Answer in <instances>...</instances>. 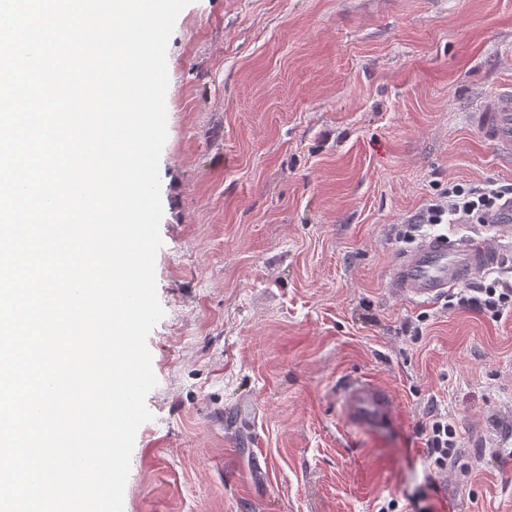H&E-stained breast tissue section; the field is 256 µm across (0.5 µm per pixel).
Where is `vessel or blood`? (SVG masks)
<instances>
[{
  "label": "vessel or blood",
  "instance_id": "b4317fda",
  "mask_svg": "<svg viewBox=\"0 0 512 512\" xmlns=\"http://www.w3.org/2000/svg\"><path fill=\"white\" fill-rule=\"evenodd\" d=\"M482 141L504 161H512V86L485 96L469 114ZM500 238L512 237V202L485 214ZM500 251L483 237L428 238L403 253L393 270L394 292L425 303L467 283L477 274L498 265ZM345 418L358 424L376 425L393 417L395 401L385 386L369 379L348 381L342 389Z\"/></svg>",
  "mask_w": 512,
  "mask_h": 512
}]
</instances>
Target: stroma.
<instances>
[{
    "label": "stroma",
    "mask_w": 512,
    "mask_h": 512,
    "mask_svg": "<svg viewBox=\"0 0 512 512\" xmlns=\"http://www.w3.org/2000/svg\"><path fill=\"white\" fill-rule=\"evenodd\" d=\"M167 71L165 315L123 512H512V311L391 288L423 239H495L426 214L512 184L467 122L512 84V0H190ZM353 378L395 418L345 421ZM427 433V450L430 458H434V463L439 466L448 465V456L455 449L456 432L448 419L445 417L435 416L429 421V426L425 428Z\"/></svg>",
    "instance_id": "35a3bbf8"
}]
</instances>
